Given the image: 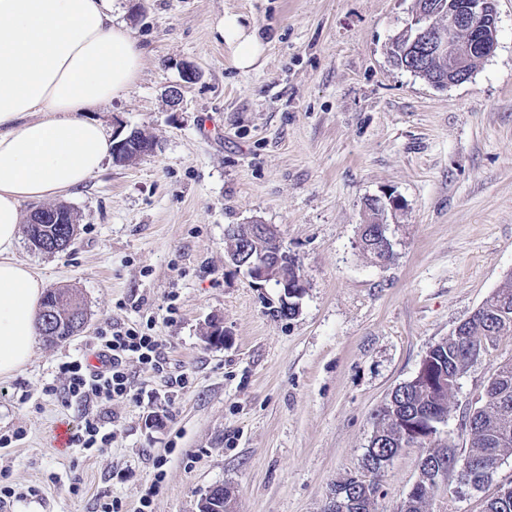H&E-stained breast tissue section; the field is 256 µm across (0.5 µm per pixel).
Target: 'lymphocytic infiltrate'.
<instances>
[{
    "label": "lymphocytic infiltrate",
    "instance_id": "obj_1",
    "mask_svg": "<svg viewBox=\"0 0 512 512\" xmlns=\"http://www.w3.org/2000/svg\"><path fill=\"white\" fill-rule=\"evenodd\" d=\"M94 351L108 356L109 369L95 373L81 359L64 362L60 371L64 383L55 393L66 409L77 413L79 421L72 433L71 445L83 451L104 450L112 441V430L98 410L113 400L136 398L127 366L136 362L154 373L168 370L166 343L156 333L155 319L127 326L113 325L93 338Z\"/></svg>",
    "mask_w": 512,
    "mask_h": 512
}]
</instances>
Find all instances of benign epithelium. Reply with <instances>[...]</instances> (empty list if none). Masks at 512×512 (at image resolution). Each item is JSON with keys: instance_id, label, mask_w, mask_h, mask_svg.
<instances>
[{"instance_id": "7a95c632", "label": "benign epithelium", "mask_w": 512, "mask_h": 512, "mask_svg": "<svg viewBox=\"0 0 512 512\" xmlns=\"http://www.w3.org/2000/svg\"><path fill=\"white\" fill-rule=\"evenodd\" d=\"M496 24L495 0H450L448 13L437 25L429 10L413 11L406 33L411 45L448 58L446 85L449 86L468 77V65L475 56L486 59L494 53L497 45ZM182 79L183 83L168 90L169 102L174 107L181 103L186 85L198 79L196 69L191 65L183 67ZM154 147L151 140L138 141V135L133 131L112 148L113 163L127 165L152 153ZM372 202L374 208L363 211V221L359 224V244L362 251H367L364 234L372 226L374 231L370 238L374 243V252L381 251L389 257L393 254V243L383 216L388 209H400V202L392 197L385 202L374 198ZM226 240L234 243L227 249L228 261L244 269L257 282L274 283L280 288L282 306H298L297 299L304 293L306 281L297 267L288 262V252L284 250L276 228L257 221L232 224L226 231Z\"/></svg>"}]
</instances>
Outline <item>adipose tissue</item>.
Returning a JSON list of instances; mask_svg holds the SVG:
<instances>
[{
  "label": "adipose tissue",
  "instance_id": "obj_1",
  "mask_svg": "<svg viewBox=\"0 0 512 512\" xmlns=\"http://www.w3.org/2000/svg\"><path fill=\"white\" fill-rule=\"evenodd\" d=\"M115 0H0V378L21 372L36 345L45 281L16 255L21 207L79 189L112 148L91 114L133 87L142 51ZM218 31L235 65L263 44L225 15Z\"/></svg>",
  "mask_w": 512,
  "mask_h": 512
}]
</instances>
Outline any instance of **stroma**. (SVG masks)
Returning a JSON list of instances; mask_svg holds the SVG:
<instances>
[{"mask_svg":"<svg viewBox=\"0 0 512 512\" xmlns=\"http://www.w3.org/2000/svg\"><path fill=\"white\" fill-rule=\"evenodd\" d=\"M413 0H115L143 50L136 85L97 110L113 133L142 130L153 153L105 160L63 197L75 246L45 254L20 239L19 259L47 287L81 295L78 335L37 342L26 369L0 378V471L16 492L7 512H198L208 487L233 493V512H322L334 484L356 473L374 411L411 380L435 344L512 277V0H497V47L465 82L437 89L393 66L391 38ZM237 14L265 47L247 71L217 32ZM198 80L170 109L185 64ZM395 196L385 220L394 247L364 254L366 199ZM276 226L306 280L297 313L277 316L279 290L226 260L225 229ZM176 314H168V307ZM156 319L172 370L128 371L140 401L104 410L118 432L102 453L53 445L77 425L47 386L112 324ZM224 322L223 344L205 338ZM512 361V335L481 355L448 398L444 436L460 429L488 378ZM421 448H403L381 477L374 512H400ZM512 483V452L475 490L449 475L429 512H484Z\"/></svg>","mask_w":512,"mask_h":512,"instance_id":"1","label":"stroma"}]
</instances>
